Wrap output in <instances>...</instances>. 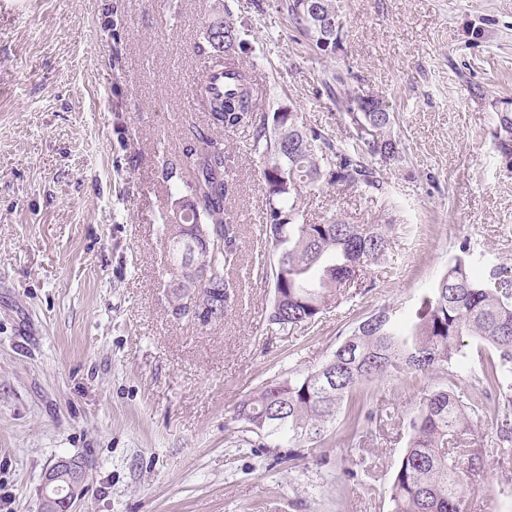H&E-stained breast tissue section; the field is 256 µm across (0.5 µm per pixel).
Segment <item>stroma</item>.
<instances>
[{
  "instance_id": "stroma-1",
  "label": "stroma",
  "mask_w": 512,
  "mask_h": 512,
  "mask_svg": "<svg viewBox=\"0 0 512 512\" xmlns=\"http://www.w3.org/2000/svg\"><path fill=\"white\" fill-rule=\"evenodd\" d=\"M234 23L259 106H287L346 140L326 82L383 98L405 159L387 191L325 186L307 223L390 225L392 256L308 326L266 322L259 269L263 160L243 130L226 200L242 228L236 297L221 325L175 319L159 226L173 199L166 157L201 149L183 118L201 80L197 45ZM344 40L316 56L284 0H0V512H39L45 471L89 467L77 512H390L404 425L364 450L329 435L303 459L230 442L241 399L274 375L319 367L375 309L404 308L469 245L512 265V168L493 136L512 102V0H341ZM441 378L387 377L367 408L406 415Z\"/></svg>"
}]
</instances>
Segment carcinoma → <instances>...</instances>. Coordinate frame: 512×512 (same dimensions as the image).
<instances>
[{
	"label": "carcinoma",
	"instance_id": "cac0c4a2",
	"mask_svg": "<svg viewBox=\"0 0 512 512\" xmlns=\"http://www.w3.org/2000/svg\"><path fill=\"white\" fill-rule=\"evenodd\" d=\"M323 31L301 8L287 0L288 17L309 40L313 52L330 57L322 32L333 35L339 19L337 0H318ZM198 52L227 69L238 70L237 86L217 93L201 85L202 107L211 124L252 130L253 147L265 159L266 221L262 239L268 251L262 275L273 288L266 307L268 324L281 331L309 325L329 306L340 304L347 288L387 259L391 242L387 224H348L334 216L319 224L303 218L304 190L324 184L363 185L381 190L382 166L402 160L403 145L392 132L394 113L347 109L343 120L350 143L337 148L298 112L258 113L251 77L229 58L237 32L222 19L205 32ZM494 137L505 162L512 166V113L498 112ZM200 152L163 161L162 175L179 198L159 225L165 245L170 305L176 313L193 297L205 318L191 323L207 328L224 323V311L235 296L234 270L240 262L241 226L233 223L225 202L224 143L196 131ZM217 226L224 247L203 248L201 226ZM359 322L316 369L277 375L246 395L236 406L237 443L256 448H304L321 442L338 418L341 440L364 447V406L342 412L345 399L368 385L397 373H438L443 382L424 397L406 419L407 443L389 485L391 512H463L467 495L488 491L490 458L512 460V267L498 265L486 276L474 272L467 246L455 256L433 287L407 308L383 306ZM479 351L494 355L469 390L457 386L453 368L464 354L463 337ZM497 412L496 447L473 444L475 430L487 414Z\"/></svg>",
	"mask_w": 512,
	"mask_h": 512
}]
</instances>
